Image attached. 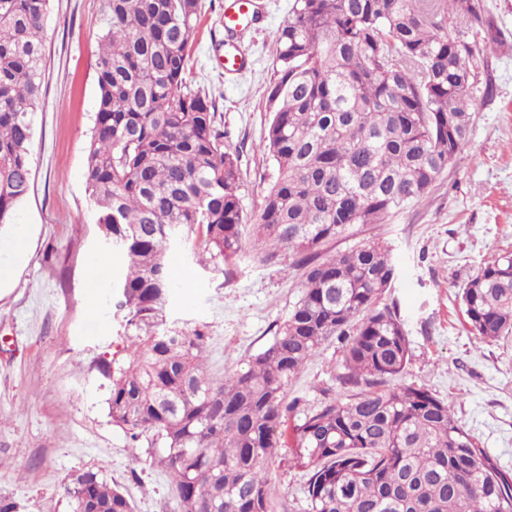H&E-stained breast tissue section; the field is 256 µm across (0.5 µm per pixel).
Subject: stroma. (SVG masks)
Segmentation results:
<instances>
[{
  "label": "stroma",
  "mask_w": 512,
  "mask_h": 512,
  "mask_svg": "<svg viewBox=\"0 0 512 512\" xmlns=\"http://www.w3.org/2000/svg\"><path fill=\"white\" fill-rule=\"evenodd\" d=\"M224 2L201 0L187 81L215 103L224 144L241 170L237 194L254 221L277 173L261 143L276 35L292 0H256L259 23L231 37L246 58L231 74L214 58L228 38ZM485 4L500 39L481 72L493 94L428 197L371 233L389 246L398 269L385 301L397 303L409 341L399 384L448 403L459 424L512 471V337L477 339L460 302L485 263L512 252V0ZM106 24L105 0H50L31 185L14 216L27 234L28 256L0 283V501L14 512H68L62 487L87 470L117 485L134 512L175 507V489L152 465L147 442L131 446L108 415L109 383L99 365L129 356L115 288L119 259L96 288L85 281L88 260L103 251L84 171L98 95V35ZM178 259L170 268L167 320L207 333L214 377L235 372L271 341L299 296L291 257L272 265L241 260L228 269L201 267L184 253ZM341 359L338 341L323 344L289 384V397L308 411L344 397ZM269 476L273 512H308L307 471L292 444L279 448Z\"/></svg>",
  "instance_id": "1"
}]
</instances>
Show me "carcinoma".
Here are the masks:
<instances>
[{"label":"carcinoma","mask_w":512,"mask_h":512,"mask_svg":"<svg viewBox=\"0 0 512 512\" xmlns=\"http://www.w3.org/2000/svg\"><path fill=\"white\" fill-rule=\"evenodd\" d=\"M50 0H0V227L31 182ZM98 36L97 111L85 184L104 240L120 253L118 307L128 361L102 360L112 422L174 483L179 512H271L269 464L284 444L287 387L326 341L342 343L345 398L294 425L309 512H512V473L428 390L395 384L404 322L383 302L397 277L364 227L432 191L466 144L485 59L441 21L498 30L481 0H294L276 36L272 116L263 140L276 180L248 224L237 159L215 102L187 85L199 0H107ZM215 264L281 253L301 272L288 319L243 367L216 380L208 336L166 319L171 254ZM470 333L512 335V253L462 288ZM71 512H132L98 471L64 487Z\"/></svg>","instance_id":"carcinoma-1"}]
</instances>
